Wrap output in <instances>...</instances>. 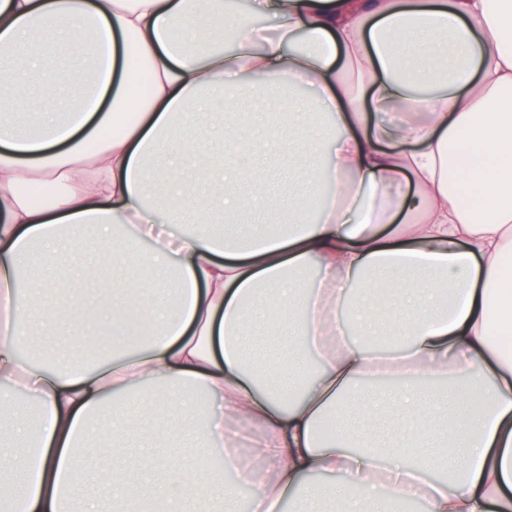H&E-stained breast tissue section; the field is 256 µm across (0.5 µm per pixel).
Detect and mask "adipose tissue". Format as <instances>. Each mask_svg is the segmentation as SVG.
<instances>
[{"mask_svg":"<svg viewBox=\"0 0 512 512\" xmlns=\"http://www.w3.org/2000/svg\"><path fill=\"white\" fill-rule=\"evenodd\" d=\"M279 35L264 36L224 0H0V434L20 446L0 464V512H234L224 480L242 457L196 473L188 461L223 447L224 425L261 431L253 453L274 472H249L253 512H344L424 499L426 512H512V0H253ZM226 17L232 50L211 42ZM65 36L90 82L61 78ZM311 88L335 129L326 137L291 109L287 137L241 139L250 98ZM223 103L225 146L254 167L281 160L298 196L267 198L284 225L228 233L257 207L254 167L194 164L206 192H181L193 105ZM388 112L398 122L385 121ZM426 121H419V113ZM414 196L391 190L403 171ZM407 214L376 230L387 205ZM83 241L103 288L98 302L135 313L137 349L58 369L18 357L16 343L94 315L60 284L22 281L31 261ZM111 252H103V245ZM136 254L139 289L109 277ZM317 288L302 282L309 262ZM287 314L289 342L315 357L297 396L261 384L246 366L265 306ZM383 373L401 385L387 448L363 447L357 382ZM33 393L36 419L11 399ZM220 401L202 425L151 459L147 480L125 444L143 403L177 414ZM112 447L98 445L104 411ZM335 476L332 484L317 477Z\"/></svg>","mask_w":512,"mask_h":512,"instance_id":"ef3b65f1","label":"adipose tissue"}]
</instances>
